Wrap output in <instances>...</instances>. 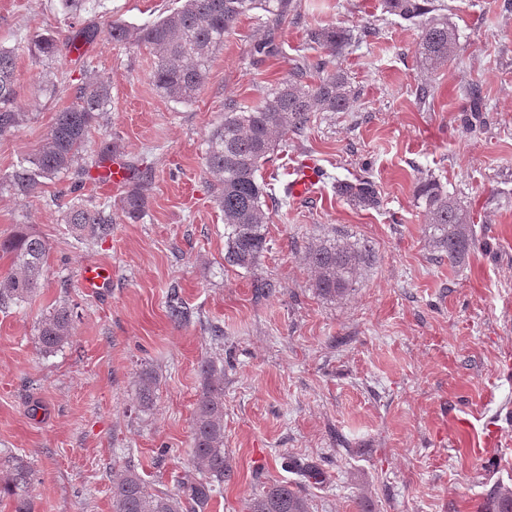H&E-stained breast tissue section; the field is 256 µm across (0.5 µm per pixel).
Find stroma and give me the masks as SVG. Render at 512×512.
<instances>
[{
    "mask_svg": "<svg viewBox=\"0 0 512 512\" xmlns=\"http://www.w3.org/2000/svg\"><path fill=\"white\" fill-rule=\"evenodd\" d=\"M459 32L450 67L426 73L415 55L417 25L385 11L383 0H295L299 20L279 29L274 56L253 54L266 34L255 10L225 37L196 98L160 96L154 58L97 38L82 59L44 61L20 54L16 83L28 119L0 138V176L36 149L69 92L46 99L43 72L111 85L106 131L121 161L152 173L138 220L123 214L122 189L89 185L86 198L109 200L112 234L81 244L61 222L53 196L0 190V238L17 229L46 240V271L36 294L0 308V453L26 455L34 470L35 512H113V467L132 466L149 490L174 489L189 463L200 361L224 360V452L232 469L208 512H245L265 484L300 486L311 512H476L488 490L512 488V422L486 467L457 437L455 421L475 428L488 405L512 399V10L502 0H437ZM179 0H96L82 24L119 19L139 26ZM333 23L367 42L347 47L339 65L358 97L347 112H317L302 134H288L262 170L282 196L307 161L321 171L309 197L284 198L271 213L268 248L249 270L224 261V219L204 167L205 141L228 103L253 105L309 52L305 29ZM67 25L59 0H0V45ZM431 79L435 97L415 89ZM478 85L487 123L466 133L469 87ZM103 131V132H106ZM103 132L94 131L92 144ZM374 182L380 205L364 209L336 183ZM439 182L469 210L479 243L464 264L437 262L424 234L416 187ZM370 245L362 280L340 301L319 296L303 256L325 235ZM88 262L112 271L107 295L79 280ZM269 281L256 296L254 281ZM197 318L171 321L170 290ZM67 300L78 312L68 345L45 355L38 322ZM224 335L211 336L212 327ZM151 368L153 409H137L136 381ZM39 410H32V403ZM318 461L322 483L302 481L285 459Z\"/></svg>",
    "mask_w": 512,
    "mask_h": 512,
    "instance_id": "1",
    "label": "stroma"
}]
</instances>
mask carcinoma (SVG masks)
<instances>
[{"label": "carcinoma", "instance_id": "1", "mask_svg": "<svg viewBox=\"0 0 512 512\" xmlns=\"http://www.w3.org/2000/svg\"><path fill=\"white\" fill-rule=\"evenodd\" d=\"M392 15L418 22L415 53L426 71H437L459 55V35L448 18L432 15L434 0H383ZM253 10H261L269 22L268 34L256 42L257 55L278 52L276 31L294 11V0H185L181 7L152 23L131 26L118 19L106 24L109 43L124 48L149 50L155 57L151 81L164 97L188 103L195 99L209 71L213 54L224 46V37ZM99 35L95 26L71 28L32 36L25 49L35 58L53 61L59 44L74 50ZM307 41L317 55L293 60L288 77L269 90L253 106L229 103L224 117L208 133L205 168L216 187L215 200L224 214V262L250 269L260 261L268 245V205H277L261 175L273 160L285 137L302 133L314 112H346L356 93L338 59L351 45L350 31L336 27L310 26ZM15 49L0 46V136L12 134L27 120L21 110L15 82ZM68 89L70 106L56 113L41 144L25 161L3 177L15 194L37 196L47 181H68L66 197L80 191L89 181L107 183L112 170L107 163L119 156L120 146L107 135L91 161L85 146L92 133L105 125L110 112V85L89 77L77 84L64 85L51 79L40 91L52 98ZM486 107L479 90L471 92L466 130L484 123ZM130 189L121 199V208L137 219L146 204L151 176L134 164L125 165ZM336 194L358 207H374L378 194L368 177L336 182ZM418 198L425 216L424 234L437 258L452 266L465 261L477 246L471 216L465 206L433 179L418 187ZM64 223L81 244L102 241L112 235V204L73 201L66 207ZM0 252L11 256L15 272L0 276V306L18 305L29 300L39 288L48 253L47 243L23 229L0 240ZM304 260L313 273V287L327 300L347 296L362 279L370 254L366 246L334 236L309 243ZM168 313L177 324H186L192 311L176 296L170 298ZM75 307L61 301L38 323V348L45 355L67 344L73 336ZM200 387L192 421L190 469L181 475L173 493L149 491L141 474L133 468L114 472L111 494L114 512H205L221 493L231 467L224 459V364L206 358L199 365ZM156 374L140 371L137 408L150 410L155 402ZM32 464L16 453L0 458V501L12 502V512H33L30 496ZM487 512H512V489L495 486L487 493ZM248 512H309L308 499L287 482H272L252 497Z\"/></svg>", "mask_w": 512, "mask_h": 512}]
</instances>
